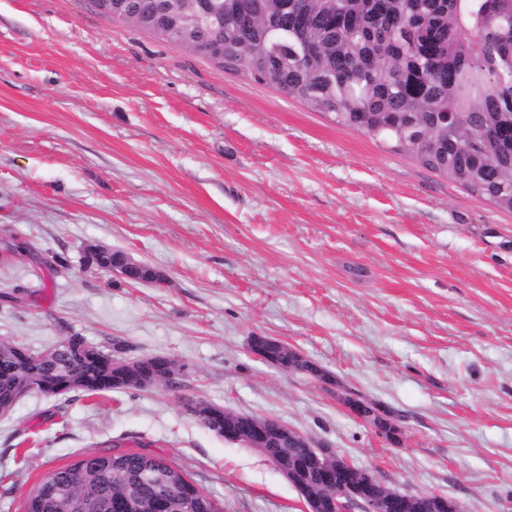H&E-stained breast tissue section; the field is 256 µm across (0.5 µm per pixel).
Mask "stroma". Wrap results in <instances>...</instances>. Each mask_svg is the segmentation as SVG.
I'll use <instances>...</instances> for the list:
<instances>
[{
	"label": "stroma",
	"instance_id": "obj_1",
	"mask_svg": "<svg viewBox=\"0 0 512 512\" xmlns=\"http://www.w3.org/2000/svg\"><path fill=\"white\" fill-rule=\"evenodd\" d=\"M100 244L160 284L98 269ZM0 340L79 336L177 386L22 397L0 512L94 451L166 456L220 512H302L189 399L274 418L464 512H512V212L275 89L97 13L0 0ZM254 335L331 377L279 369ZM390 411L399 443L343 400Z\"/></svg>",
	"mask_w": 512,
	"mask_h": 512
}]
</instances>
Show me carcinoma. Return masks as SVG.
<instances>
[{
	"label": "carcinoma",
	"instance_id": "cac0c4a2",
	"mask_svg": "<svg viewBox=\"0 0 512 512\" xmlns=\"http://www.w3.org/2000/svg\"><path fill=\"white\" fill-rule=\"evenodd\" d=\"M111 2L106 11L92 0L100 14L270 86L512 211V0H186L201 16L190 45L166 0ZM63 344L62 357L32 364L24 346L0 343V401L25 382L46 397L113 390L114 355L92 363L82 337ZM267 354L285 371L315 372L289 346ZM162 365L137 368L125 388L144 389ZM153 472L183 476L161 455L87 454L52 471L25 503L55 512V498L80 497L119 512L104 489L117 498L135 484L152 496Z\"/></svg>",
	"mask_w": 512,
	"mask_h": 512
}]
</instances>
